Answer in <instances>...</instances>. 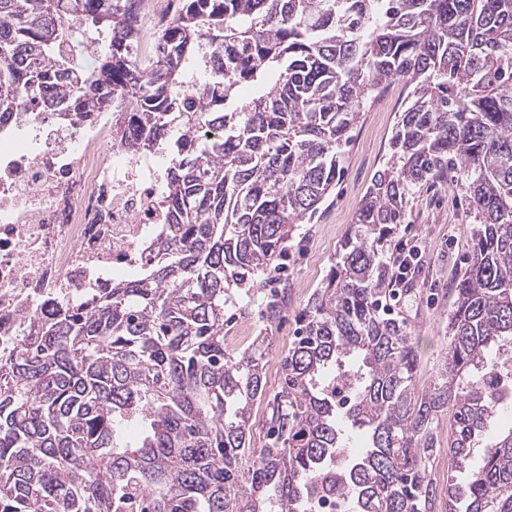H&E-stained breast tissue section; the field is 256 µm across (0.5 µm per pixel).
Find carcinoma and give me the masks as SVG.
Returning a JSON list of instances; mask_svg holds the SVG:
<instances>
[{"label": "carcinoma", "mask_w": 512, "mask_h": 512, "mask_svg": "<svg viewBox=\"0 0 512 512\" xmlns=\"http://www.w3.org/2000/svg\"><path fill=\"white\" fill-rule=\"evenodd\" d=\"M141 0H0V113H129L138 151L168 136V221L132 279L0 352V512H433L431 424L448 412V512H512V0H174L149 57ZM222 52L195 110L174 107L191 59ZM409 91L390 155L313 294L284 383L270 341L233 356L224 306L310 224L342 147L396 79ZM240 86L253 89L248 104ZM453 169L478 228L454 283L446 368L418 394L417 350L377 309L408 196ZM266 401L262 448L251 406ZM136 427L140 435L127 439ZM366 435L355 457L346 428Z\"/></svg>", "instance_id": "1"}]
</instances>
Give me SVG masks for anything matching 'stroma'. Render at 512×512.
Here are the masks:
<instances>
[{"mask_svg":"<svg viewBox=\"0 0 512 512\" xmlns=\"http://www.w3.org/2000/svg\"><path fill=\"white\" fill-rule=\"evenodd\" d=\"M408 91L406 80L391 82L382 96L361 112L343 148L344 173L335 193L323 203L319 217L314 223L295 225L288 255L280 260L278 271L262 276L250 293L238 296L224 308V345L229 353L235 355L251 347L257 336L270 337L265 367L267 394L279 391L280 360L298 334V319L334 268L371 179L389 157L391 131ZM475 229L455 176L412 190L398 237L418 241L425 254L418 271L400 290L395 316L417 347L416 392L430 387L445 367L448 314L453 302L450 289L469 261ZM283 288L288 291V302L279 319L267 321L262 314L263 302ZM433 433L437 448L430 470L436 489L434 512H448V473L453 464L448 457L452 431L447 415L436 418Z\"/></svg>","mask_w":512,"mask_h":512,"instance_id":"1","label":"stroma"}]
</instances>
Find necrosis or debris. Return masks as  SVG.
Segmentation results:
<instances>
[{
	"mask_svg": "<svg viewBox=\"0 0 512 512\" xmlns=\"http://www.w3.org/2000/svg\"><path fill=\"white\" fill-rule=\"evenodd\" d=\"M110 104L88 118L27 103L0 115V348L141 266L167 221L166 149L134 151Z\"/></svg>",
	"mask_w": 512,
	"mask_h": 512,
	"instance_id": "necrosis-or-debris-1",
	"label": "necrosis or debris"
}]
</instances>
